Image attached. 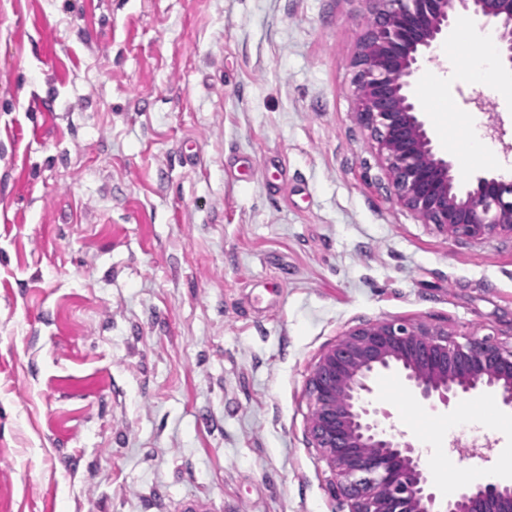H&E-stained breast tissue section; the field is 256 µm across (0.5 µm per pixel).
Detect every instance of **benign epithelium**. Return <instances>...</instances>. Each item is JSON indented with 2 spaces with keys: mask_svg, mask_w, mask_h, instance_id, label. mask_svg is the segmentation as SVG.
<instances>
[{
  "mask_svg": "<svg viewBox=\"0 0 512 512\" xmlns=\"http://www.w3.org/2000/svg\"><path fill=\"white\" fill-rule=\"evenodd\" d=\"M352 89L353 110L385 162L390 198L453 239L512 238V179L482 175L455 183L439 155L412 86L423 62L460 19L493 24L512 68V0H371ZM398 374L431 409L475 392L512 410V346L472 335L459 343L425 325L376 321L352 328L319 357L310 377L309 434L352 512H512V483L487 480L444 498L422 449L391 423L374 380Z\"/></svg>",
  "mask_w": 512,
  "mask_h": 512,
  "instance_id": "obj_1",
  "label": "benign epithelium"
}]
</instances>
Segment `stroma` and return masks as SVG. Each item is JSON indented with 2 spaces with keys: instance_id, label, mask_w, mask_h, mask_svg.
<instances>
[{
  "instance_id": "1",
  "label": "stroma",
  "mask_w": 512,
  "mask_h": 512,
  "mask_svg": "<svg viewBox=\"0 0 512 512\" xmlns=\"http://www.w3.org/2000/svg\"><path fill=\"white\" fill-rule=\"evenodd\" d=\"M368 10L0 0V512H351L308 433L323 351L378 320L512 343V239L390 198L351 102ZM467 26L413 93L459 183L512 178V96ZM375 390L436 441L430 475L512 450L462 424L512 420L487 395Z\"/></svg>"
}]
</instances>
